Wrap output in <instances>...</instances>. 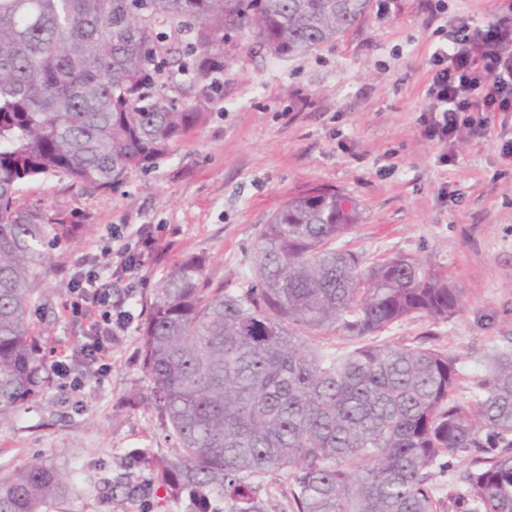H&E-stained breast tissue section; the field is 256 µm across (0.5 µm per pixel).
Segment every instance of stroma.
Wrapping results in <instances>:
<instances>
[{
	"mask_svg": "<svg viewBox=\"0 0 512 512\" xmlns=\"http://www.w3.org/2000/svg\"><path fill=\"white\" fill-rule=\"evenodd\" d=\"M422 0H372L362 23L319 49L281 61L246 38L226 50L224 91L207 123L173 143L149 169L133 168L109 192L58 174L24 184L23 208L74 224L49 252L43 300L29 318L42 352H74L87 379L80 390L53 379L43 396L0 418V477L34 456L68 476L47 512H191L189 501L113 499L129 474L147 486L141 449L173 454L151 400L141 329L152 292L173 263L205 260L212 288H235L252 266L259 228L292 193L315 186L359 203V226L341 239L369 264L395 254L421 259L461 288L463 311L450 321L406 320L376 340L423 344L459 356L466 380L483 372L491 344L512 340V168L495 138L453 145L452 162L419 132L418 106L438 41ZM163 227L160 249L144 259L145 284L119 281L113 301L129 319L112 339L111 369L89 376L78 359L90 332L67 308V275L115 268L112 227Z\"/></svg>",
	"mask_w": 512,
	"mask_h": 512,
	"instance_id": "1",
	"label": "stroma"
}]
</instances>
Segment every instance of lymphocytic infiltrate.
Returning a JSON list of instances; mask_svg holds the SVG:
<instances>
[{
	"label": "lymphocytic infiltrate",
	"mask_w": 512,
	"mask_h": 512,
	"mask_svg": "<svg viewBox=\"0 0 512 512\" xmlns=\"http://www.w3.org/2000/svg\"><path fill=\"white\" fill-rule=\"evenodd\" d=\"M447 25V37L435 43L429 58L420 133L441 149L461 138L497 136L501 158L512 167V128L495 121L497 114L512 112V0L482 22L461 16L448 20ZM159 241L156 228L148 224L131 232L115 228L112 242L120 264L110 272L90 270L69 280L71 292L80 297L78 313L96 330L83 352L99 370L109 367L107 353L112 343V323L103 320L100 309L110 300L116 282L136 275L143 258L155 253Z\"/></svg>",
	"instance_id": "lymphocytic-infiltrate-1"
}]
</instances>
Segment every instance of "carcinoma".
Masks as SVG:
<instances>
[{"label": "carcinoma", "instance_id": "1", "mask_svg": "<svg viewBox=\"0 0 512 512\" xmlns=\"http://www.w3.org/2000/svg\"><path fill=\"white\" fill-rule=\"evenodd\" d=\"M370 0H0V416L49 387L29 309L46 247L73 231L16 204L20 186L65 173L97 191L149 168L206 123L224 47L247 35L276 58L314 51ZM190 33L189 62L156 30ZM190 71L177 105L162 84ZM361 208L336 190L288 197L262 225L249 274L210 289L187 255L154 289L142 329L152 399L177 440L152 460L159 487L195 512H268L272 475L291 512H512V346H493L461 394L459 358L371 343L336 353L307 338L374 336L408 319L449 321L462 292L396 254L370 266L336 243ZM465 464L448 493V458ZM64 473L34 459L0 480V512H42Z\"/></svg>", "mask_w": 512, "mask_h": 512}]
</instances>
